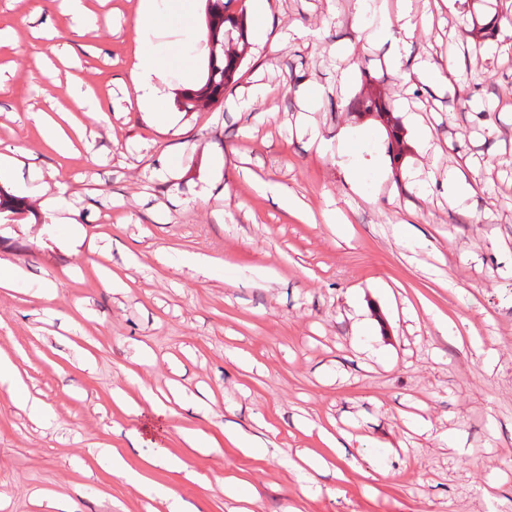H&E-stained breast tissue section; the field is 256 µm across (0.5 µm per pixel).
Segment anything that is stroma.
Masks as SVG:
<instances>
[{
    "label": "stroma",
    "instance_id": "35a3bbf8",
    "mask_svg": "<svg viewBox=\"0 0 512 512\" xmlns=\"http://www.w3.org/2000/svg\"><path fill=\"white\" fill-rule=\"evenodd\" d=\"M268 3L246 0L233 89L194 112L172 95L180 120L161 131L131 104L139 0H99L83 29L50 14L53 39L35 0H0V154L24 149L7 191L27 207L0 222V259L29 274L0 290V359L51 409L0 388V512H242L228 477L259 488L251 512H512V27L481 25L491 0H412L409 37L355 27L354 0ZM425 58L456 80L414 76ZM72 69L110 120L85 119L63 158L26 115L74 109ZM369 77L403 127L402 164L348 107ZM452 167L477 211L449 205ZM44 185L73 224L41 207ZM330 426L344 448L323 442ZM301 457L329 467L305 481Z\"/></svg>",
    "mask_w": 512,
    "mask_h": 512
}]
</instances>
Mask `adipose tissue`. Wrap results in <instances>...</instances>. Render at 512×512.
I'll list each match as a JSON object with an SVG mask.
<instances>
[{
  "label": "adipose tissue",
  "mask_w": 512,
  "mask_h": 512,
  "mask_svg": "<svg viewBox=\"0 0 512 512\" xmlns=\"http://www.w3.org/2000/svg\"><path fill=\"white\" fill-rule=\"evenodd\" d=\"M171 3L172 0H140L136 26L141 48L131 69L136 109L145 113L153 125L163 129L171 128L174 122L166 107L173 85L178 82L188 88L195 83L194 71L187 63L192 50L207 38L206 30L187 25L178 28L176 41H161V29L167 25L172 12ZM70 82L79 102L80 116L68 117L62 124L43 112L30 115L39 125L45 141L61 154L74 152L73 133L80 127L82 118L88 117L99 123L109 120L95 91L85 85L80 75H71Z\"/></svg>",
  "instance_id": "1"
}]
</instances>
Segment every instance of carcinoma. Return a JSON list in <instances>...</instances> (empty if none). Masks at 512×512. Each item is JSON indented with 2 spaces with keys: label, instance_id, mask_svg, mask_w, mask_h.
I'll return each instance as SVG.
<instances>
[{
  "label": "carcinoma",
  "instance_id": "1",
  "mask_svg": "<svg viewBox=\"0 0 512 512\" xmlns=\"http://www.w3.org/2000/svg\"><path fill=\"white\" fill-rule=\"evenodd\" d=\"M207 19L211 53L202 86L184 94L183 105L219 101L221 95L237 82L236 76L248 48L245 0H208ZM355 109L376 115L389 129V152L393 161L401 159L405 136L398 119L389 112L382 95L376 91L361 94L353 101ZM24 202L0 189V213L18 215Z\"/></svg>",
  "mask_w": 512,
  "mask_h": 512
}]
</instances>
